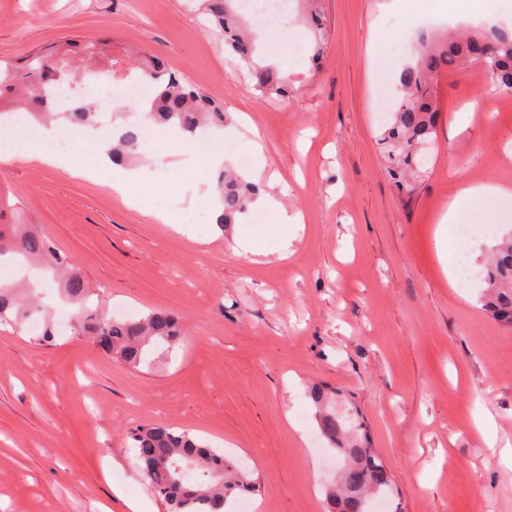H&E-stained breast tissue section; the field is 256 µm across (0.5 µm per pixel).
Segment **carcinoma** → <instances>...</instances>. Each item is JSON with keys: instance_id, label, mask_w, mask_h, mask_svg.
<instances>
[{"instance_id": "cac0c4a2", "label": "carcinoma", "mask_w": 512, "mask_h": 512, "mask_svg": "<svg viewBox=\"0 0 512 512\" xmlns=\"http://www.w3.org/2000/svg\"><path fill=\"white\" fill-rule=\"evenodd\" d=\"M238 2L205 0L204 10L213 18L224 38V46L247 67L254 87L263 95L287 96L291 91L289 77L274 65L255 61V46L242 27ZM307 10L313 56L316 57L327 40V32L314 0L307 2ZM93 47L102 55L110 53L109 42L98 40L66 42L57 48V60L38 53L29 56L22 76L7 71L0 75V97L8 94L14 112L20 111L25 103L38 101L44 108L39 116L46 123L64 118L89 126L98 124L99 113L87 105L80 103L71 112H54L45 100L47 90L63 82L58 60L84 56ZM467 62L480 64L491 84L511 93L512 29L491 26L445 43L419 39L414 62L400 74L404 101L380 138L393 175L402 179L420 172L421 150L434 146L437 133L438 107L432 83L440 73ZM143 73L159 83L147 113L149 119L157 124H173L192 139L203 131L224 127V110L192 84L170 73L162 59L151 58ZM138 146L139 127L134 121L121 134L113 153L125 157ZM215 190L224 208L219 220L223 228L247 211L258 186L224 172L217 179ZM7 254L20 255L30 263L49 260L62 275L73 267L71 257L60 253L51 240L34 232L28 224H11L7 231L0 224V256ZM485 282L488 310L497 320L511 325L512 237L495 246ZM64 288L80 305L74 318V333L91 337L107 354L133 368L145 362L150 345L165 344L170 351L180 340L175 318L166 311H154L138 320L109 317L87 306L90 290L80 276L68 274ZM39 312L40 308L28 297L25 287L0 285L1 326L20 331L24 323ZM311 397L319 407L318 424L322 435L346 461L336 488L327 493L331 512H369L370 497L385 492L391 485L387 466L365 442L346 430L348 418L331 408L332 393L315 387ZM131 439L140 462L156 465L146 476L167 503L169 512H223L230 496L241 490L256 489V482L229 460L224 450L209 447L186 430L146 424L136 427Z\"/></svg>"}]
</instances>
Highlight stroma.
I'll return each instance as SVG.
<instances>
[{"label":"stroma","mask_w":512,"mask_h":512,"mask_svg":"<svg viewBox=\"0 0 512 512\" xmlns=\"http://www.w3.org/2000/svg\"><path fill=\"white\" fill-rule=\"evenodd\" d=\"M383 0H322L329 31L319 65L299 53L285 98H261L200 0H0V71L71 40L109 39L120 86L150 56L223 106L229 159L263 146L261 223L220 229L194 174L163 155L173 130L143 123L149 142L130 167H149L163 190L127 187L13 157L0 168L1 224H32L70 254L92 304L141 318L179 316L183 339L133 369L60 326L75 315L57 283L0 261V280L29 278L53 344L31 328L0 326V512H127L128 498L166 512L127 435L143 424L186 430L223 449L256 482L225 512H328L325 490L342 458L322 437L309 390L335 392L357 414L387 464V512H512V326L481 302L482 281H458L456 240L441 230L468 183L512 186V93L479 66L441 73L436 146L425 174L399 185L379 139L401 103L402 68L417 17L439 0L385 13ZM487 106H478L481 97ZM300 216L289 234L276 208ZM164 210L182 230L155 219ZM457 222L512 231V198L477 197ZM253 242L254 254L232 249ZM492 417L496 447L475 424Z\"/></svg>","instance_id":"obj_1"}]
</instances>
